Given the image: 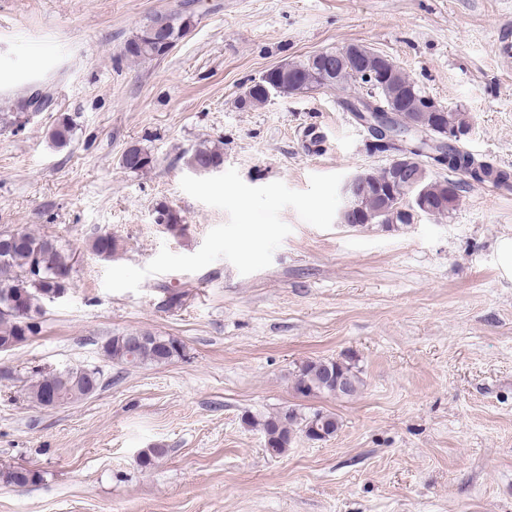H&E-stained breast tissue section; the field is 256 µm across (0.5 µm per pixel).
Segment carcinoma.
I'll use <instances>...</instances> for the list:
<instances>
[{"label":"carcinoma","mask_w":512,"mask_h":512,"mask_svg":"<svg viewBox=\"0 0 512 512\" xmlns=\"http://www.w3.org/2000/svg\"><path fill=\"white\" fill-rule=\"evenodd\" d=\"M191 14L176 13L162 18L166 24L167 37L177 43L185 31L191 26ZM126 55L133 59L159 58L163 56L154 42L152 23L143 25L139 32L130 39L125 47ZM298 88L304 93L313 92L318 88L329 89L331 84L324 82V65L316 58L306 59L291 64ZM373 83L384 86L391 91L406 92L407 103L404 106L405 116L412 121L417 112L426 106L428 96L397 69H374ZM339 90H369L363 86V78L359 76L358 64L349 61L339 72ZM269 96L256 83L246 86L239 96L238 102L247 108H256L266 104ZM54 105L51 93L35 89L21 100L17 111L26 112L33 107L38 112H45ZM75 124L68 114H61L49 129L48 137L51 144L62 149L67 147L74 133ZM448 152L457 156L459 162L448 166V170L465 175L473 173L476 181L495 186L512 184V171L497 167L491 163L478 161L473 156L448 147ZM186 164L205 170L220 167L224 164V153L220 147L199 144L186 153ZM153 162L151 155L139 146L127 148L122 157V167L130 172L138 173L147 169ZM428 195L437 199L448 192V202L452 203L448 213H453L459 204L461 183L450 179L448 189L441 185L426 181ZM91 250L103 257H112L117 244L112 234L102 233L94 238ZM72 264L56 241L30 232H19V237L7 247L0 246V353L9 352L17 345L30 340L41 331L39 320L45 314L44 301L48 294L58 289H65L70 284ZM181 342L170 336L156 335L147 345L141 347L133 357H128V350L121 336H114L104 349L105 355L118 364H162L183 355ZM362 380L353 371L350 363L344 360L318 359L308 360L298 366L295 375V391L305 397L316 394L353 396ZM48 389L62 390L71 396V401L85 398V390L77 381V369L65 368L48 373H40L31 380L28 390L29 397L35 404H40L41 396ZM244 423L259 429L269 446L276 454H283L292 444L297 433L310 441H325L336 434L339 421L336 415L321 410L307 415H299L294 411L281 414L244 416ZM27 475L18 480L16 470L11 469L0 474V480L13 486L25 487L37 483L41 474L34 469H26Z\"/></svg>","instance_id":"1"}]
</instances>
